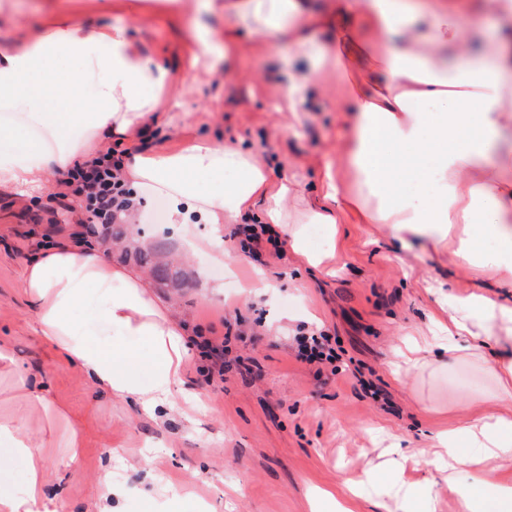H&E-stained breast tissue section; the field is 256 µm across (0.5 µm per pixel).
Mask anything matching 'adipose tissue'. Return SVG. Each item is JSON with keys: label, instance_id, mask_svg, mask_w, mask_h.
I'll return each instance as SVG.
<instances>
[{"label": "adipose tissue", "instance_id": "obj_1", "mask_svg": "<svg viewBox=\"0 0 512 512\" xmlns=\"http://www.w3.org/2000/svg\"><path fill=\"white\" fill-rule=\"evenodd\" d=\"M224 10L231 22L223 41L199 30L201 54L228 56L242 29L288 44L305 61L283 111L297 112L304 87L332 64L353 107L342 163L355 188L328 179L316 206L294 212L290 187H272L252 150L201 142L132 156L125 178L166 193L167 228L185 250L220 249L223 221L256 213L286 236L302 264L316 267L325 254L310 243L307 225H320L332 244L341 215L351 212L359 223L390 225L402 248L421 240L434 254L502 273V287L512 288V0H329L322 14L300 0H228ZM466 10L491 19V28L463 23ZM330 22L349 35L331 56L308 33ZM69 55L81 59L80 69L59 68ZM166 77L131 49L120 26L29 31L19 44L0 47V106L27 111L43 132L31 140L0 128V187L38 186L87 140L145 129L160 101L144 90ZM88 82L94 98L85 103ZM471 102L476 111H467ZM200 224L209 225L208 237L197 234ZM111 250V240L88 241L79 230L47 241L25 263L23 292L38 336L97 390L153 416L175 404L188 327L143 272L112 263ZM90 301L99 305L92 328L72 315ZM443 303L453 328L438 337L439 356L414 358L419 371L443 366L444 354L460 352L467 334L512 344V303L474 293L448 294ZM494 374L502 409L476 406L435 450L449 474L476 475L475 486L458 491L461 512H512V485L497 475L498 460L512 457V354ZM2 440L25 471L20 487L0 488V512H50L40 444L15 420L0 418Z\"/></svg>", "mask_w": 512, "mask_h": 512}]
</instances>
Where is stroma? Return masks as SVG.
Instances as JSON below:
<instances>
[{
	"label": "stroma",
	"mask_w": 512,
	"mask_h": 512,
	"mask_svg": "<svg viewBox=\"0 0 512 512\" xmlns=\"http://www.w3.org/2000/svg\"><path fill=\"white\" fill-rule=\"evenodd\" d=\"M75 20L99 28L122 25L134 50L166 67L170 82L162 95L173 124H159L146 144L152 151L202 140L249 147L263 160L273 185L288 181L289 207L316 205L325 164L343 152L351 110L331 70H324L304 93L299 116L280 111L288 72L281 63L287 45L270 37L240 33V49L227 66L196 59L193 29L202 24L223 34L229 19L224 0L197 13L196 0H180L171 15L164 0L132 10L129 0H68ZM58 13L57 0H41L32 11L17 0H0V45L20 29H40ZM63 175L48 176L41 188L20 193L0 188V342L26 369L32 387L64 413L46 420L24 399L11 397L0 377V416L23 418V433L42 442L55 512H95L98 478L111 467L126 490V512H147L145 494L160 498L162 481L183 489L186 512L206 504L207 512H311L314 490L331 491L352 512H384L385 485H367L350 498L349 478L383 468L389 448L404 449L399 473L420 512H458L454 493L429 496V481L445 467L430 449L438 432L456 428L469 415L475 394L494 400L491 369L499 349L483 348L480 362L452 356L434 376L395 369L393 349L400 337L427 336L432 319H447L432 285L448 293L483 291L512 297L498 274L479 271L448 255L414 256L396 247L384 224L341 218L334 257L325 270L301 265L293 252L260 263L246 257L222 228L223 261L210 250L186 257L183 284H153L154 293L173 299L177 315L192 335L223 338L241 331L232 344L238 358L223 379L207 382L201 358L186 368V389L201 404L191 416L169 410L160 420L97 391L76 366L64 361L35 332L22 292L26 257L49 227H66L75 216L64 199ZM275 292L257 285L259 276ZM222 285L221 294L209 287ZM325 331L341 356L340 373L297 357L295 338ZM374 380L392 402H374L360 385ZM432 411H425V404ZM80 423L84 444L77 462L64 461L60 442L69 422ZM122 447L134 458H113Z\"/></svg>",
	"instance_id": "35a3bbf8"
}]
</instances>
